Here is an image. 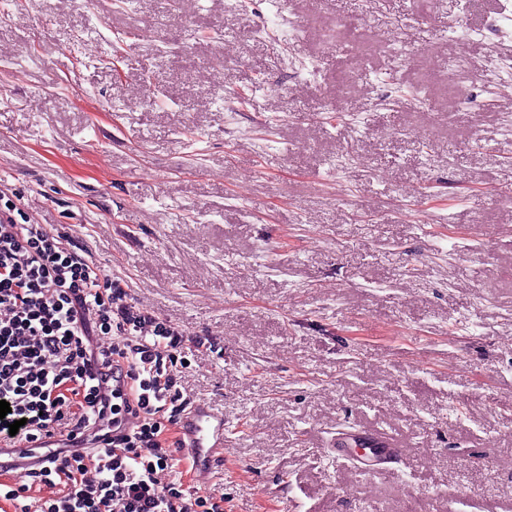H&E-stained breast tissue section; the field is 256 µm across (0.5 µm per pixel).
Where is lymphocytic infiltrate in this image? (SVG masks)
<instances>
[{
  "instance_id": "1",
  "label": "lymphocytic infiltrate",
  "mask_w": 512,
  "mask_h": 512,
  "mask_svg": "<svg viewBox=\"0 0 512 512\" xmlns=\"http://www.w3.org/2000/svg\"><path fill=\"white\" fill-rule=\"evenodd\" d=\"M0 190V435L50 452L1 481L12 512H224L223 499L169 481L176 450L165 437L190 405L189 354H222L127 300L122 280L44 224L23 219ZM127 371L113 372L116 364ZM137 426L118 432L122 417ZM51 496L32 498L38 487Z\"/></svg>"
}]
</instances>
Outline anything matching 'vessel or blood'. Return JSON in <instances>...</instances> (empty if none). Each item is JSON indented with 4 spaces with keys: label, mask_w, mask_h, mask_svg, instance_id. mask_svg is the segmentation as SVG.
Wrapping results in <instances>:
<instances>
[{
    "label": "vessel or blood",
    "mask_w": 512,
    "mask_h": 512,
    "mask_svg": "<svg viewBox=\"0 0 512 512\" xmlns=\"http://www.w3.org/2000/svg\"><path fill=\"white\" fill-rule=\"evenodd\" d=\"M224 418L200 404L191 405L179 425V440L192 461L195 474L211 478L224 465ZM403 450L394 441L379 437L372 447L360 455L362 468L375 470L384 460L402 455Z\"/></svg>",
    "instance_id": "1"
}]
</instances>
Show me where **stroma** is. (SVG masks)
<instances>
[{
    "mask_svg": "<svg viewBox=\"0 0 512 512\" xmlns=\"http://www.w3.org/2000/svg\"><path fill=\"white\" fill-rule=\"evenodd\" d=\"M497 2L0 0V187L136 307L223 344L185 394L223 412L224 471L174 477L224 512H512ZM364 13L399 24L410 62L352 36ZM345 429L406 453L363 473Z\"/></svg>",
    "mask_w": 512,
    "mask_h": 512,
    "instance_id": "1",
    "label": "stroma"
}]
</instances>
